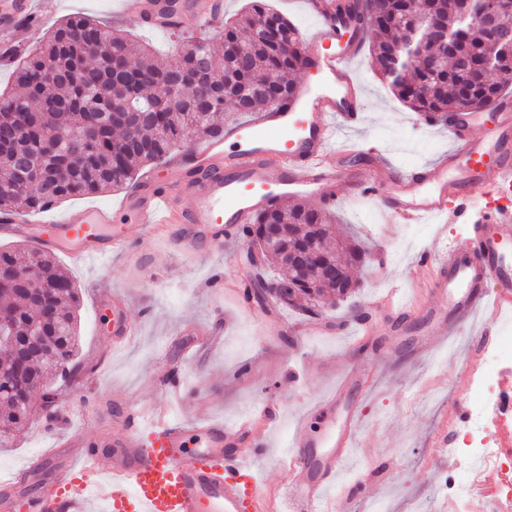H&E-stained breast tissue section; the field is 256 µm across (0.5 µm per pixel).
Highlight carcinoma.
I'll list each match as a JSON object with an SVG mask.
<instances>
[{"label":"carcinoma","instance_id":"obj_1","mask_svg":"<svg viewBox=\"0 0 512 512\" xmlns=\"http://www.w3.org/2000/svg\"><path fill=\"white\" fill-rule=\"evenodd\" d=\"M477 0H336V13L372 32L370 54L392 93L425 122L465 111L476 99L498 100L512 81V55L491 60L476 52L486 31L474 16ZM448 31L435 46L432 19ZM427 48L445 59L418 61L393 76L394 53L414 23ZM223 48L200 37L180 47L171 64L110 26L76 15L53 26L0 93V211L36 210L60 200L136 181L140 169L166 161L185 144V131L224 136V112L272 109L290 96L288 75L300 70L297 28L266 0H249L224 20ZM208 87L206 97L198 88ZM178 105H173V99ZM242 242L262 264L287 269L288 290L275 300L316 315L328 289L358 308L351 270L365 260L353 240L334 238L325 209L280 203L258 213ZM24 276L0 289V315L26 349L27 368L0 352V446L28 421L31 395L51 372L73 371L77 351L76 285L49 255L0 249V277Z\"/></svg>","mask_w":512,"mask_h":512}]
</instances>
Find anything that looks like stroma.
Instances as JSON below:
<instances>
[{
	"label": "stroma",
	"mask_w": 512,
	"mask_h": 512,
	"mask_svg": "<svg viewBox=\"0 0 512 512\" xmlns=\"http://www.w3.org/2000/svg\"><path fill=\"white\" fill-rule=\"evenodd\" d=\"M38 5L46 24L21 31L22 48L39 46L48 27L73 15L150 43L171 62L178 58L179 35L195 33L191 27H148L123 14L120 0H38ZM353 67L367 109L350 136L367 160L414 168L447 150L441 128L423 125L380 80L368 47H361ZM502 202L501 194L474 187L457 217L427 223L382 216L365 200L336 205L337 234L356 235L370 254L357 272L360 302L392 285L407 292L412 281L429 279L428 268H416L418 257L464 244L473 224ZM135 238L151 257L149 272H140L121 256L83 262L56 255L79 290L80 371L71 383L55 382L53 415H46L42 397L33 399L27 428L9 447H0V483L15 479L60 437H94L104 424V410L112 405L113 390L119 389L130 401L166 410L190 425L213 419L231 423L257 405L276 404L279 420L268 434L270 452L252 470L257 479L281 488L299 477L283 459L282 446L300 419L308 418L315 433L325 431L331 417L316 407L337 374L359 373L370 365L373 384L351 395L359 409L358 446L343 466L340 487L347 490L357 483L362 490L352 499L350 512H362L376 498L385 500L389 512H412L419 500L429 502L431 512H459L445 483L468 473L463 457L454 453L461 445L459 429L443 422L449 405L467 408L472 403V382L483 368L475 353L482 336L465 330L447 341H432L430 351L418 357L412 344L420 323L389 315L386 323H400L403 335L385 333L362 346L354 334L356 315L330 294L321 299L324 314L319 319L331 324V331L304 336L301 328L318 318L274 302L246 308L221 288V280L235 274L223 257L182 258L170 241L140 231ZM116 290L126 295L129 314L140 325L138 336L119 350L110 346L112 310L98 306ZM219 308L224 311L222 343L192 350L191 337L180 332L183 321L212 322Z\"/></svg>",
	"instance_id": "35a3bbf8"
}]
</instances>
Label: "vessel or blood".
Here are the masks:
<instances>
[{"label":"vessel or blood","mask_w":512,"mask_h":512,"mask_svg":"<svg viewBox=\"0 0 512 512\" xmlns=\"http://www.w3.org/2000/svg\"><path fill=\"white\" fill-rule=\"evenodd\" d=\"M303 5L315 23L301 46L309 77L286 103L225 126L223 139L194 147L191 159L169 162L166 177L145 173L120 208H77L56 224H33L15 211L0 215V238L83 260L123 256L141 267L146 259L122 222L126 216L142 229L172 227L182 253L194 256L222 251L226 238L286 196L332 206L347 188L386 216L430 221L446 217L450 204H463L472 187L512 188L511 97L498 99L489 112L449 113L442 123L449 147L432 165L353 164L359 147L339 141L338 131L359 124L366 110L353 71L360 40L337 15L334 0ZM124 6L154 28L172 16L200 25L218 18L212 0H180L175 12L169 0H124ZM34 15V0H0V44L15 41L20 18ZM425 264L435 274V301L424 310L428 329L415 343L420 352L429 351L431 337L457 335L487 305L512 310V209L493 210L467 244ZM494 283L500 286L495 293ZM112 316L115 344H129L139 324L122 294L112 297ZM361 381L344 373L325 408L346 407ZM272 422L265 404L231 425L192 427L126 402L112 419L111 438L68 439L75 472L57 474L46 491L1 496L0 512H92L97 500L106 512H326L328 493L355 446L353 413L320 438L307 423L298 424L287 453L303 476L275 494L249 468L267 448L256 431ZM311 448L325 451L312 478L304 474Z\"/></svg>","instance_id":"obj_1"}]
</instances>
